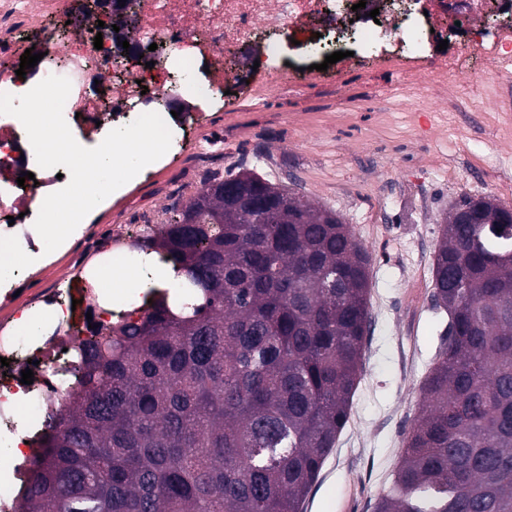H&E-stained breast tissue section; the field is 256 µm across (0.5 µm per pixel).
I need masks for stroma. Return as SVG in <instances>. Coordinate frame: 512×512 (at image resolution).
I'll return each mask as SVG.
<instances>
[{
	"instance_id": "obj_1",
	"label": "stroma",
	"mask_w": 512,
	"mask_h": 512,
	"mask_svg": "<svg viewBox=\"0 0 512 512\" xmlns=\"http://www.w3.org/2000/svg\"><path fill=\"white\" fill-rule=\"evenodd\" d=\"M273 100L258 112L237 94L233 114L209 113L211 155L168 151L149 177L103 200L70 244L44 253L35 228L15 225L0 240L42 251L39 263L0 283V356L19 337L12 320L29 310L52 324L51 309L93 302L88 271L113 241L148 228L155 212L182 208L203 181L253 169L334 210L372 257L371 326L350 423L339 435L305 512H375L421 411L422 387L448 324L431 300V263L444 219L462 195L512 208V137H503L494 102L480 92L449 99L448 111L405 112L369 94L363 77Z\"/></svg>"
}]
</instances>
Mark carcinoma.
<instances>
[{
    "label": "carcinoma",
    "mask_w": 512,
    "mask_h": 512,
    "mask_svg": "<svg viewBox=\"0 0 512 512\" xmlns=\"http://www.w3.org/2000/svg\"><path fill=\"white\" fill-rule=\"evenodd\" d=\"M287 199L239 209L224 187ZM432 262L448 316L376 512H512V230L482 198ZM148 245L173 270L135 321L74 344L12 512H301L349 413L371 257L333 211L212 177Z\"/></svg>",
    "instance_id": "carcinoma-1"
}]
</instances>
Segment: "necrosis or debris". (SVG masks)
Listing matches in <instances>:
<instances>
[{
  "label": "necrosis or debris",
  "instance_id": "1",
  "mask_svg": "<svg viewBox=\"0 0 512 512\" xmlns=\"http://www.w3.org/2000/svg\"><path fill=\"white\" fill-rule=\"evenodd\" d=\"M138 11L130 30L132 44H159L153 67L140 65L114 75L111 15L93 12L87 29L58 34L48 29L50 18L65 13L64 0H41L37 8L20 0H0V92L17 94L50 75L68 78L71 91L64 117L71 130L86 138L124 126L149 112L151 100L184 102L180 116L166 107L159 115L171 130L172 141L182 145L202 127L208 112L224 109V88L239 85L248 94L267 97L282 92L322 87L347 72L367 74L391 68L402 73H425L428 82L414 88L404 101L407 109L429 107L432 84L455 86L467 75L473 86L498 91L496 107L512 112V99L503 91L512 85V23L490 29L464 30L445 51L426 37V16L417 7L398 11L383 5L377 22L352 21L344 0H137ZM101 29L102 49H95L94 29ZM39 32L38 64L18 76L26 50L22 36ZM266 52L265 64L249 73L241 69L243 54L255 48ZM344 52L339 67L327 70L289 68L290 53L319 55ZM57 169L40 168L22 123L0 115V223L22 216L34 223L35 196L63 188ZM27 360L0 376V402L25 390L31 426L55 411L74 390L44 370L33 384L19 383Z\"/></svg>",
  "mask_w": 512,
  "mask_h": 512
}]
</instances>
